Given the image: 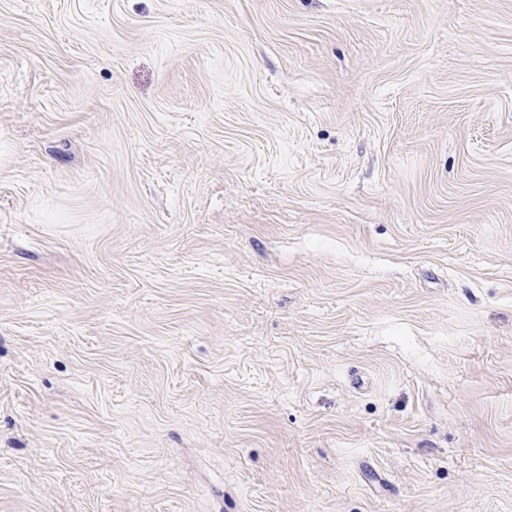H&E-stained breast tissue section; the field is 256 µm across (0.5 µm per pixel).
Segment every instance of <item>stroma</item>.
Segmentation results:
<instances>
[{"mask_svg": "<svg viewBox=\"0 0 512 512\" xmlns=\"http://www.w3.org/2000/svg\"><path fill=\"white\" fill-rule=\"evenodd\" d=\"M0 512H512V0H0Z\"/></svg>", "mask_w": 512, "mask_h": 512, "instance_id": "obj_1", "label": "stroma"}]
</instances>
